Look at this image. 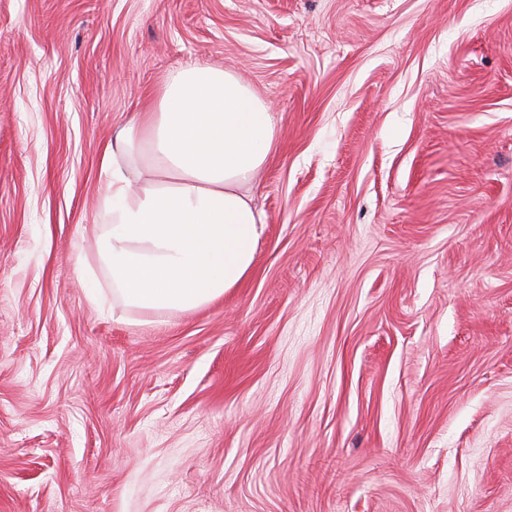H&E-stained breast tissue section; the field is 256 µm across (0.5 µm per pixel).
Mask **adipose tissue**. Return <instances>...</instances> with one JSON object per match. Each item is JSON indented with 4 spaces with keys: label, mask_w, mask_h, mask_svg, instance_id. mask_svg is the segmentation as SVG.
I'll use <instances>...</instances> for the list:
<instances>
[{
    "label": "adipose tissue",
    "mask_w": 512,
    "mask_h": 512,
    "mask_svg": "<svg viewBox=\"0 0 512 512\" xmlns=\"http://www.w3.org/2000/svg\"><path fill=\"white\" fill-rule=\"evenodd\" d=\"M275 144L267 106L233 74L175 72L101 159L94 233L113 298L190 311L237 287L265 230L246 187Z\"/></svg>",
    "instance_id": "ef3b65f1"
}]
</instances>
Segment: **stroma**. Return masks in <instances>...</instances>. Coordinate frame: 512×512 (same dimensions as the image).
Wrapping results in <instances>:
<instances>
[{
	"label": "stroma",
	"instance_id": "obj_1",
	"mask_svg": "<svg viewBox=\"0 0 512 512\" xmlns=\"http://www.w3.org/2000/svg\"><path fill=\"white\" fill-rule=\"evenodd\" d=\"M189 64L276 127L255 265L116 306L102 149ZM0 512H512V0H0Z\"/></svg>",
	"mask_w": 512,
	"mask_h": 512
}]
</instances>
